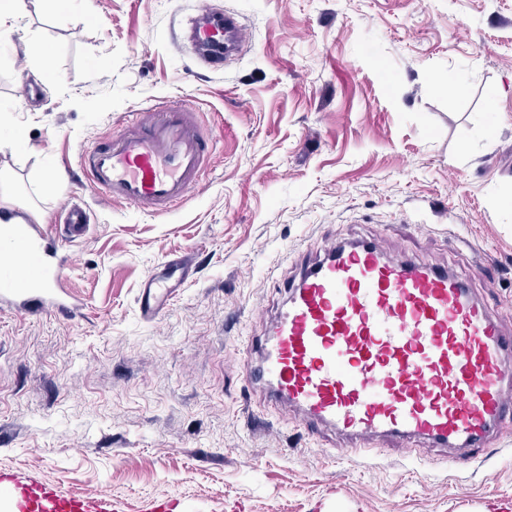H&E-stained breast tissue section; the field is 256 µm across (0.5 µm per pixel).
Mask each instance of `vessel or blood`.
Listing matches in <instances>:
<instances>
[{
	"label": "vessel or blood",
	"instance_id": "vessel-or-blood-1",
	"mask_svg": "<svg viewBox=\"0 0 512 512\" xmlns=\"http://www.w3.org/2000/svg\"><path fill=\"white\" fill-rule=\"evenodd\" d=\"M185 37L205 67L223 65L245 41L239 16L204 4ZM213 136L186 105L132 113L125 130L78 154L87 186L144 213L171 211L199 187ZM89 215L69 204L58 224L0 226V306L25 314L82 316L63 288L69 259L49 235H84ZM185 259H166L145 278L138 305L156 321L172 301ZM285 300L253 340L250 384L296 408L310 429H329L353 449L379 437L408 448L455 449L470 463L512 424V332L469 284L445 267L395 258L374 241L323 246L285 286ZM17 512H112L100 493L74 498L20 474H1Z\"/></svg>",
	"mask_w": 512,
	"mask_h": 512
}]
</instances>
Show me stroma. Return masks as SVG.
Listing matches in <instances>:
<instances>
[{"mask_svg":"<svg viewBox=\"0 0 512 512\" xmlns=\"http://www.w3.org/2000/svg\"><path fill=\"white\" fill-rule=\"evenodd\" d=\"M200 2L25 0L0 53V168L43 223L77 201L91 216L55 243L85 315L0 309V471L117 512H512V425L466 466L389 439L354 451L245 381L275 282L332 237L448 267L512 325V0H208L248 30L217 73L178 41ZM183 99L216 138L175 210L73 178L82 148ZM185 253L144 321L146 275Z\"/></svg>","mask_w":512,"mask_h":512,"instance_id":"obj_1","label":"stroma"}]
</instances>
